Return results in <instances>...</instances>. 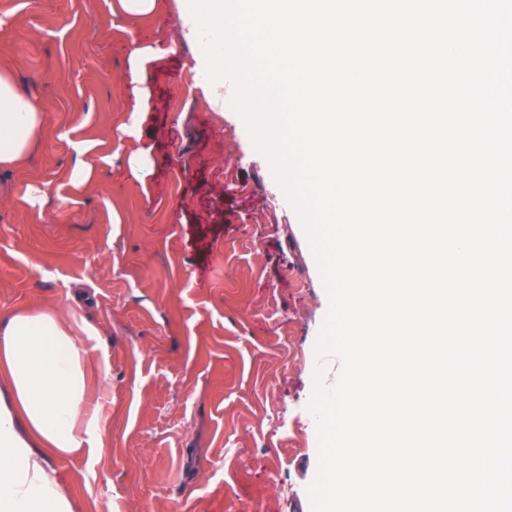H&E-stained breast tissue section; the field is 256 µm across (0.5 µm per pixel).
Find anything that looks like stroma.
Instances as JSON below:
<instances>
[{"label": "stroma", "instance_id": "35a3bbf8", "mask_svg": "<svg viewBox=\"0 0 512 512\" xmlns=\"http://www.w3.org/2000/svg\"><path fill=\"white\" fill-rule=\"evenodd\" d=\"M184 10L0 0V74L43 115L24 161L0 167V319L72 310L97 331L102 449L53 460L74 512H312L309 403L339 371L316 352L329 296L269 159L209 102ZM147 45L134 139L128 60ZM138 140L153 163L135 172Z\"/></svg>", "mask_w": 512, "mask_h": 512}]
</instances>
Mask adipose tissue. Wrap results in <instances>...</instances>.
Returning <instances> with one entry per match:
<instances>
[{"mask_svg": "<svg viewBox=\"0 0 512 512\" xmlns=\"http://www.w3.org/2000/svg\"><path fill=\"white\" fill-rule=\"evenodd\" d=\"M143 47L129 58L134 87L129 136H137L150 99ZM43 116L0 75V165L23 160ZM81 326L75 313L44 308L16 311L0 324V377L11 395L0 402V512H73L51 461L59 454L98 449L108 429L91 398Z\"/></svg>", "mask_w": 512, "mask_h": 512, "instance_id": "adipose-tissue-1", "label": "adipose tissue"}]
</instances>
